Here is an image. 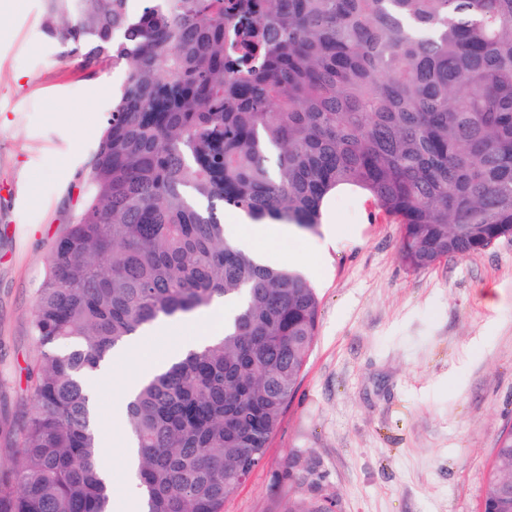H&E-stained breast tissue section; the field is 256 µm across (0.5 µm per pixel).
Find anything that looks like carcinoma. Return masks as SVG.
<instances>
[{
    "instance_id": "obj_1",
    "label": "carcinoma",
    "mask_w": 512,
    "mask_h": 512,
    "mask_svg": "<svg viewBox=\"0 0 512 512\" xmlns=\"http://www.w3.org/2000/svg\"><path fill=\"white\" fill-rule=\"evenodd\" d=\"M43 28L126 79L53 244L31 320L36 410L0 512H107L87 370L131 336L240 301L141 385L125 425L148 512H224L265 457L313 346L316 289L224 237V208L317 231L358 192L409 268L512 238V0H42ZM482 505L512 512V433ZM288 497V512H333Z\"/></svg>"
}]
</instances>
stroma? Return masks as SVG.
Instances as JSON below:
<instances>
[{
  "instance_id": "obj_1",
  "label": "stroma",
  "mask_w": 512,
  "mask_h": 512,
  "mask_svg": "<svg viewBox=\"0 0 512 512\" xmlns=\"http://www.w3.org/2000/svg\"><path fill=\"white\" fill-rule=\"evenodd\" d=\"M122 70L84 69L44 33L41 0L0 13V474L18 465L17 428L34 409L28 370L46 258L80 185ZM290 239L320 299L317 335L264 462L224 512H285L289 494L340 512H480L488 462L512 427V239L411 270L400 227L359 195ZM339 234L326 244V225ZM120 377L100 393L103 455L119 459L111 416ZM310 468L289 484L287 460Z\"/></svg>"
}]
</instances>
